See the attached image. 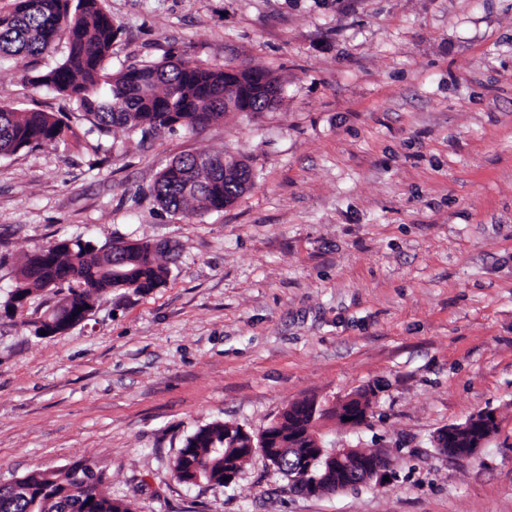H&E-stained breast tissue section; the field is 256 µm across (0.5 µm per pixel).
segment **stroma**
Segmentation results:
<instances>
[{
	"mask_svg": "<svg viewBox=\"0 0 512 512\" xmlns=\"http://www.w3.org/2000/svg\"><path fill=\"white\" fill-rule=\"evenodd\" d=\"M110 71L180 58L269 71L265 112L150 139L86 132L30 83L62 50L0 60V106L66 113L65 140L0 156V304L25 258L80 238L170 243L164 287L115 288L47 338L34 293L0 319V484L77 462L133 512H512V0H103ZM247 160L253 186L182 218L149 191L174 158ZM374 389L368 421L337 410ZM323 410L335 448L382 451L388 481L307 496L262 456L231 484L179 482L210 422L260 433ZM498 433L452 460L436 434ZM481 416V422L483 423L482 430L471 434L466 448H461L454 452V458L464 460L475 456L482 448L485 447L486 442L496 433L494 432V427H496L494 416L487 412H483ZM485 430L490 431L488 436L483 434Z\"/></svg>",
	"mask_w": 512,
	"mask_h": 512,
	"instance_id": "obj_1",
	"label": "stroma"
}]
</instances>
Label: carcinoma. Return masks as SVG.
<instances>
[{
    "instance_id": "obj_1",
    "label": "carcinoma",
    "mask_w": 512,
    "mask_h": 512,
    "mask_svg": "<svg viewBox=\"0 0 512 512\" xmlns=\"http://www.w3.org/2000/svg\"><path fill=\"white\" fill-rule=\"evenodd\" d=\"M116 41L114 23L101 0H7L0 6V57H36L65 44V54L54 67L40 71L30 82L71 100L89 122L88 132L108 135L115 127L142 136L160 131L196 129L221 119L226 112L243 110L239 96L224 98V68L190 62L130 65L116 72L106 68ZM69 125L48 112L0 107V155L31 146L54 144ZM252 180L250 166L242 171L224 167V154L181 156L162 170L152 189L156 202L173 214L190 215L224 209L243 193L242 179ZM169 250L150 243H133L124 258L122 274H112V256L106 247L89 240L40 259L27 258L11 292L26 299L36 290L67 288V295L35 323V333L54 322L57 329L72 326L91 308V298L114 288L148 292L164 286L169 268L159 254ZM313 426L305 403H295L280 416L274 439L264 458L288 477L301 464L288 452L295 429ZM242 444L228 427L213 422L187 437L174 462L177 479L186 484L224 485V468L241 458ZM93 470L79 463L63 472H33L23 488L0 486V512H131L122 501L89 493L77 475Z\"/></svg>"
}]
</instances>
